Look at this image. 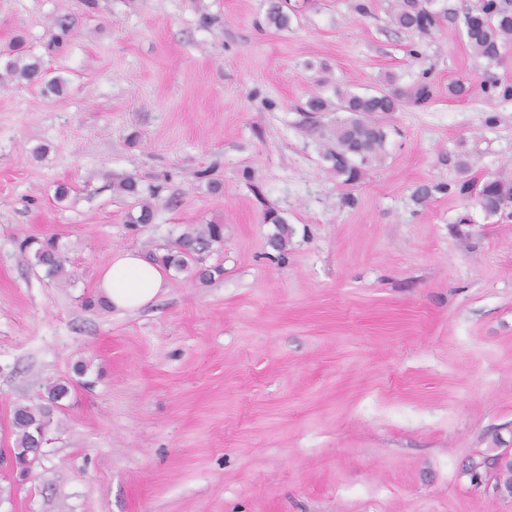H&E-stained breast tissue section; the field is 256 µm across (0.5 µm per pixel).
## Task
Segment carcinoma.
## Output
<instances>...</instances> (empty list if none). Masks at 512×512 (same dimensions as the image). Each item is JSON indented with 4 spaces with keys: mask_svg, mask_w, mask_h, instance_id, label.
I'll list each match as a JSON object with an SVG mask.
<instances>
[{
    "mask_svg": "<svg viewBox=\"0 0 512 512\" xmlns=\"http://www.w3.org/2000/svg\"><path fill=\"white\" fill-rule=\"evenodd\" d=\"M447 11L433 8V0H397L392 20L400 29L415 32L422 37L430 36L439 26ZM268 24L284 30L290 24V16L281 0H273L266 14ZM463 33L472 52L490 61L500 56V47L512 41V0H480L479 6L468 11L462 19ZM71 21L67 14L54 20L56 32L52 33L48 49L53 50L70 34ZM7 65L8 71L29 84H45L52 92L58 90L59 80H45L42 62L36 57L20 53ZM432 96V87L419 82L410 90H379L375 93L337 91L336 110L349 113L347 118L336 119V125L328 130V147L324 157L332 171L346 182L360 178L363 169L382 159L387 142V131L376 118L377 114L398 111L406 104L421 105ZM120 193L137 198L139 213L130 217V224H151L154 220L153 204L141 197L137 182L130 178L117 185ZM476 201L488 214H497L512 206V181L491 179L485 181L476 192ZM268 219L276 224L277 232L271 240L273 248L282 251L288 246L290 229L278 215L271 212ZM224 241V225L193 224L189 226L163 252H151L149 258L166 268L189 271L199 282L205 283L214 275L222 274L220 267L203 265L204 254L213 245ZM35 263L46 268L47 273L66 280L65 259L53 239L38 244L34 251ZM68 392L65 382H53L46 388V403L31 402L15 407L12 430L15 435L14 458L21 472H29L38 462L50 422L51 406Z\"/></svg>",
    "mask_w": 512,
    "mask_h": 512,
    "instance_id": "obj_1",
    "label": "carcinoma"
}]
</instances>
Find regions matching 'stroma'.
<instances>
[{
  "mask_svg": "<svg viewBox=\"0 0 512 512\" xmlns=\"http://www.w3.org/2000/svg\"><path fill=\"white\" fill-rule=\"evenodd\" d=\"M291 2L279 30L269 0H0V449L16 405L71 384L39 465L0 460V512H512L469 473L512 452V213L457 190L512 180V98L483 91L512 84V42L472 53L479 0H436L458 17L425 38L394 0ZM17 37L61 95L7 71ZM389 80L434 96L386 115L382 159L344 183L336 115L306 103ZM130 177L155 207L137 232ZM424 183L441 190L419 204ZM209 223L223 276L87 305L116 250ZM49 236L62 284L20 250Z\"/></svg>",
  "mask_w": 512,
  "mask_h": 512,
  "instance_id": "obj_1",
  "label": "stroma"
}]
</instances>
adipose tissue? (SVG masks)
<instances>
[{"mask_svg": "<svg viewBox=\"0 0 512 512\" xmlns=\"http://www.w3.org/2000/svg\"><path fill=\"white\" fill-rule=\"evenodd\" d=\"M168 283L166 268L136 250H117L112 262L99 271L96 295L107 308L135 312L155 303Z\"/></svg>", "mask_w": 512, "mask_h": 512, "instance_id": "1", "label": "adipose tissue"}]
</instances>
